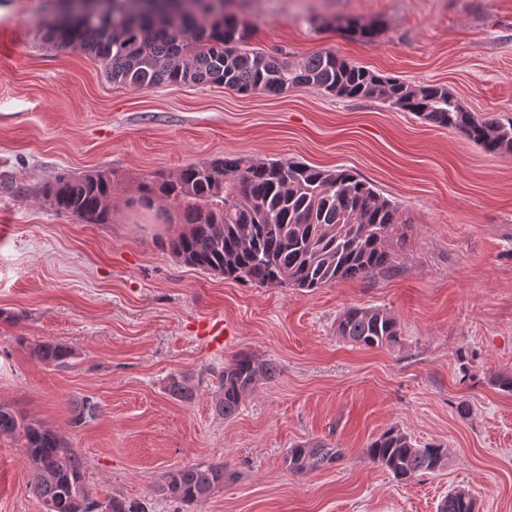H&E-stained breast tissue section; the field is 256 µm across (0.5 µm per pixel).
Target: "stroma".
Wrapping results in <instances>:
<instances>
[{"instance_id":"stroma-1","label":"stroma","mask_w":512,"mask_h":512,"mask_svg":"<svg viewBox=\"0 0 512 512\" xmlns=\"http://www.w3.org/2000/svg\"><path fill=\"white\" fill-rule=\"evenodd\" d=\"M59 0H0V404L70 443L88 488L177 512L153 488L168 471L224 464L194 512H436L454 488L479 512H512V154L379 99L301 85L271 96L221 85L109 82L100 62L40 38ZM248 48L301 64L330 51L384 77L447 86L477 116L512 121V0H255ZM345 17L377 27L353 38ZM355 171L398 201L408 236L395 268L314 291L256 287L184 265L167 248L168 202L140 203L154 174L224 155ZM112 174V221L53 211L42 186L64 173ZM397 318L401 344L337 336L346 308ZM223 322V345L202 336ZM33 341L72 348L32 358ZM249 354L277 365L238 413L214 407L216 372ZM187 375L193 397L167 392ZM103 408L72 427L83 398ZM448 449L444 468L400 483L365 448L391 427ZM324 439L334 466L288 473L293 444ZM20 444L0 438V512H42ZM30 355L45 365L60 366L73 355L70 347L51 341H34L29 345Z\"/></svg>"}]
</instances>
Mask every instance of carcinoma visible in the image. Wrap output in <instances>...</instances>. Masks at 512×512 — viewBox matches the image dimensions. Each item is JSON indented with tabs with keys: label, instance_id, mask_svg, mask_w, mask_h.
I'll return each instance as SVG.
<instances>
[{
	"label": "carcinoma",
	"instance_id": "1",
	"mask_svg": "<svg viewBox=\"0 0 512 512\" xmlns=\"http://www.w3.org/2000/svg\"><path fill=\"white\" fill-rule=\"evenodd\" d=\"M106 9L72 16L63 9L40 29L43 42L79 50L100 61L113 82L138 87L164 83L221 84L241 94L280 95L308 85L337 98H377L389 107L413 112L450 129L492 154H512V122L481 119L467 111L443 85L411 86L382 77L332 52L295 65L283 57L245 48L248 22L224 10L225 0H106ZM341 25L359 40L376 35L352 18ZM49 205L88 224L112 223V175H61L41 190ZM164 199L177 206L183 230L167 242L184 264L258 287L314 291L348 278H367L395 267L391 242L406 241L397 202L380 195L346 168L324 169L290 160L254 163L242 156L202 160L168 178L148 177L141 201ZM336 335L368 348L400 344L401 328L391 314L375 307H349L336 320ZM45 365L71 359L70 347L51 341L29 345ZM277 367L248 354L234 357L216 374V410L229 419ZM168 391L178 400L192 397L183 376L170 377ZM102 407L86 397L73 409L71 423L93 422ZM21 442L32 469L34 495L44 512H145L136 502L93 496L85 483L79 454L56 432L0 405V437ZM365 456L398 482L434 473L448 459L437 443L418 447L396 427L372 439ZM342 449L325 441L300 442L284 458L288 472L303 476L340 462ZM224 464L188 465L166 472L156 491L190 508L224 485ZM438 512H477L466 489L448 492Z\"/></svg>",
	"mask_w": 512,
	"mask_h": 512
}]
</instances>
